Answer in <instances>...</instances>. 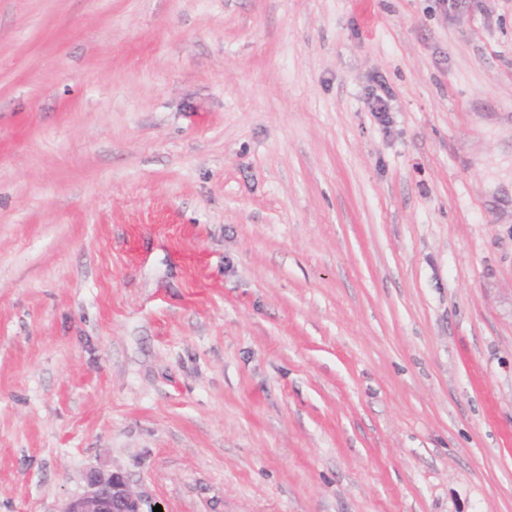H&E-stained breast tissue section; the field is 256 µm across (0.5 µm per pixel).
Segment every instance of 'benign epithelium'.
<instances>
[{
	"label": "benign epithelium",
	"instance_id": "7a95c632",
	"mask_svg": "<svg viewBox=\"0 0 512 512\" xmlns=\"http://www.w3.org/2000/svg\"><path fill=\"white\" fill-rule=\"evenodd\" d=\"M85 490L68 499L60 512H153L131 489L119 471L91 470L84 474Z\"/></svg>",
	"mask_w": 512,
	"mask_h": 512
}]
</instances>
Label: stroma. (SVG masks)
Segmentation results:
<instances>
[{
    "instance_id": "obj_1",
    "label": "stroma",
    "mask_w": 512,
    "mask_h": 512,
    "mask_svg": "<svg viewBox=\"0 0 512 512\" xmlns=\"http://www.w3.org/2000/svg\"><path fill=\"white\" fill-rule=\"evenodd\" d=\"M92 469L512 512V0H0V512Z\"/></svg>"
}]
</instances>
